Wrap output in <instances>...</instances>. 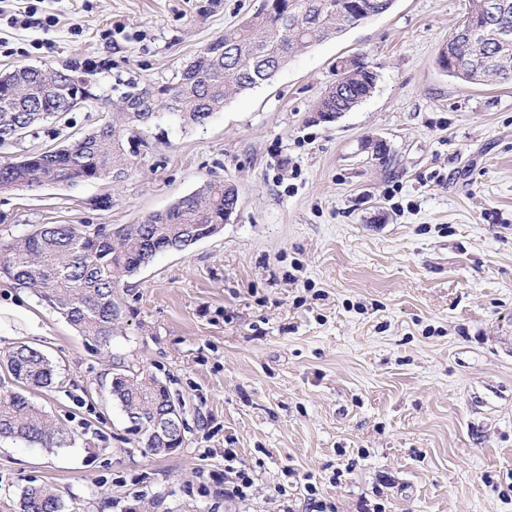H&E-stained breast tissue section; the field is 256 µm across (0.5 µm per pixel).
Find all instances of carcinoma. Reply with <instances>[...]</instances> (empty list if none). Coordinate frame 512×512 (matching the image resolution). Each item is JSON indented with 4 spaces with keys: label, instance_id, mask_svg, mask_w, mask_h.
<instances>
[{
    "label": "carcinoma",
    "instance_id": "1",
    "mask_svg": "<svg viewBox=\"0 0 512 512\" xmlns=\"http://www.w3.org/2000/svg\"><path fill=\"white\" fill-rule=\"evenodd\" d=\"M265 0V6L242 25L224 31L182 69L177 80L160 85L161 96L138 97L133 83L112 101V122L98 127L59 149L0 162V192L32 188L41 182L72 183L110 179L113 173H130L136 153L125 143L142 140L153 123L168 114L183 127L206 124L227 99L272 80V70L309 48L337 37L366 20L390 11L394 0H363L364 12L352 15L339 7L345 0ZM487 0H469L458 25L471 39L466 49L448 45L437 58L440 68L457 58L464 63L451 77L469 83L512 85V0H496L499 8L487 14ZM344 82L331 87L317 111L349 112L376 88V75L359 54L348 55ZM65 79L52 67L16 70L0 80V145L21 132L58 116L54 86ZM29 102L16 111L17 101ZM234 187L207 182L183 201L166 220L122 224L110 229L88 224H41L34 232L10 243H0V277L17 288L34 291L56 309L83 336L105 346L119 319L116 288L154 257L179 251L214 232L224 223V200ZM7 371L21 387L51 388L55 384L53 361L26 344L12 347L3 358ZM111 394L125 415L145 426L144 447L162 455L171 441L184 442L175 431L150 435V420L170 402L167 388L156 378L121 369L114 373ZM0 438L44 448H61L72 442L67 427L48 418L23 394L0 393ZM22 512H62L58 494L45 486L24 490Z\"/></svg>",
    "mask_w": 512,
    "mask_h": 512
}]
</instances>
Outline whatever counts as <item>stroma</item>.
Listing matches in <instances>:
<instances>
[{
  "instance_id": "stroma-1",
  "label": "stroma",
  "mask_w": 512,
  "mask_h": 512,
  "mask_svg": "<svg viewBox=\"0 0 512 512\" xmlns=\"http://www.w3.org/2000/svg\"><path fill=\"white\" fill-rule=\"evenodd\" d=\"M261 5L0 0V72L86 68L95 95L0 160L102 125L116 84L173 82ZM467 8L396 0L205 126L152 125L122 182L0 194V242L48 222L137 224L210 180L239 196L219 234L122 282L108 347L0 279V352L24 342L55 360L54 388L26 394L75 435L0 439V512H21L32 485L65 512H305L311 486L334 512H512V87L438 66ZM356 53L375 91L321 119L336 59ZM118 369L181 400V448L140 444L108 393Z\"/></svg>"
}]
</instances>
